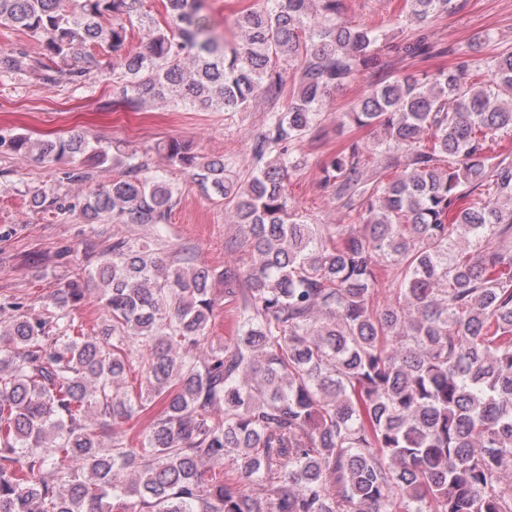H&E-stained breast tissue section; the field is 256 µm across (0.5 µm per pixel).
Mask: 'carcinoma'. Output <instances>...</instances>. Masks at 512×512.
<instances>
[{
    "label": "carcinoma",
    "instance_id": "cac0c4a2",
    "mask_svg": "<svg viewBox=\"0 0 512 512\" xmlns=\"http://www.w3.org/2000/svg\"><path fill=\"white\" fill-rule=\"evenodd\" d=\"M201 0H0V24L39 38L58 73L99 46L112 53V107L155 100L244 112L272 104L253 137L252 171L170 139V164L234 201L253 256L226 268L239 305L232 343L209 336L213 270L190 251L150 252L112 239L87 282L55 296L49 319L21 313L0 330V512H512V52L459 59L430 74L382 75L380 34L343 17V0H261L238 10L228 43ZM456 0H404L400 34L454 11ZM146 51L127 49L129 29ZM428 54L423 36L401 45ZM486 69L488 79L472 73ZM378 80L343 113L350 138L322 162L321 190L347 224H314L288 194L299 146L318 138L327 96L360 72ZM39 162L121 175L84 199L90 222L168 220L175 188L137 153L112 157L81 134L0 138ZM395 168L386 178L385 170ZM395 271L374 305L379 272ZM97 290L107 324L78 333L68 307ZM144 381L121 391L132 349ZM152 413L140 447L122 425ZM95 419L101 433L88 423ZM261 486L236 493L210 462Z\"/></svg>",
    "mask_w": 512,
    "mask_h": 512
}]
</instances>
